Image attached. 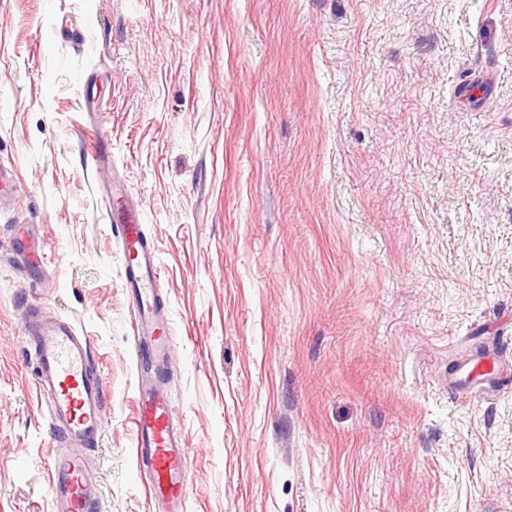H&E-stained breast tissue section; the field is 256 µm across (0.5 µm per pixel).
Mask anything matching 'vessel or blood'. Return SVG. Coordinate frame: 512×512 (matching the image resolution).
<instances>
[{
  "label": "vessel or blood",
  "instance_id": "vessel-or-blood-1",
  "mask_svg": "<svg viewBox=\"0 0 512 512\" xmlns=\"http://www.w3.org/2000/svg\"><path fill=\"white\" fill-rule=\"evenodd\" d=\"M126 264V286L134 307L132 330L142 348L151 378H139L135 398V455L149 473L148 494L154 512H185L192 484L188 448L173 427L174 406L164 372L171 352L170 327L157 295L156 256L145 242L139 212L122 203L109 210ZM24 324L38 365L37 387L50 424L64 451L48 462L54 512H100L101 498L93 487L82 449L97 445L108 425L105 384L92 370L87 337L65 320L44 319L30 308ZM496 361L477 360L461 366V377L476 383L493 376Z\"/></svg>",
  "mask_w": 512,
  "mask_h": 512
}]
</instances>
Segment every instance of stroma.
I'll return each mask as SVG.
<instances>
[{
	"label": "stroma",
	"instance_id": "stroma-1",
	"mask_svg": "<svg viewBox=\"0 0 512 512\" xmlns=\"http://www.w3.org/2000/svg\"><path fill=\"white\" fill-rule=\"evenodd\" d=\"M0 167V512H53L30 307L105 377L102 512H153L116 179L186 512H512V0H0ZM16 224L50 262L12 257ZM487 354L497 383L451 394ZM126 264V288L131 293L132 330L142 358L160 375L139 378L135 398V455L149 472L148 494L155 512H184L192 484L185 437L173 427L174 406L164 374L171 352L168 320L157 295L156 256L144 241L139 212L118 203L107 212Z\"/></svg>",
	"mask_w": 512,
	"mask_h": 512
}]
</instances>
